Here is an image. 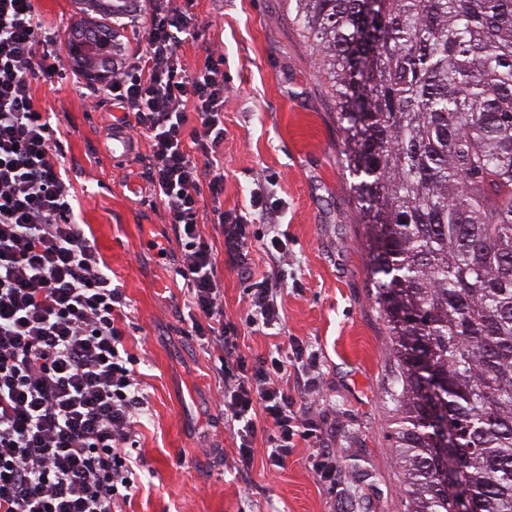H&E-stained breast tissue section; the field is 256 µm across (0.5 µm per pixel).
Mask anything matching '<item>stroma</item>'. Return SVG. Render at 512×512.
Here are the masks:
<instances>
[{"label": "stroma", "mask_w": 512, "mask_h": 512, "mask_svg": "<svg viewBox=\"0 0 512 512\" xmlns=\"http://www.w3.org/2000/svg\"><path fill=\"white\" fill-rule=\"evenodd\" d=\"M63 61L36 75V109L54 130L73 211L104 260L127 308L116 325L134 355L149 411L130 448L137 490L123 512H400L402 470L392 448L395 413L384 394L393 366L387 325L371 300L369 259L351 179L336 163L343 134L288 0H192L179 54L196 73L210 48L224 51V140L219 190L202 184L197 221L213 248L225 320L241 353L253 358L302 341L318 358L307 399L314 436L300 440L282 467L263 439L252 462L237 460L236 435L220 406L217 353L196 336L178 274L182 249L151 194V142L129 155L103 147L112 101L85 107L92 84L64 55L73 24L99 21L79 0H35ZM261 190L288 240L280 281L281 319L260 330L242 319L247 283L228 267L217 211L248 208ZM327 450L341 472L319 481L309 464Z\"/></svg>", "instance_id": "1"}]
</instances>
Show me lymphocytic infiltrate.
<instances>
[{
  "label": "lymphocytic infiltrate",
  "mask_w": 512,
  "mask_h": 512,
  "mask_svg": "<svg viewBox=\"0 0 512 512\" xmlns=\"http://www.w3.org/2000/svg\"><path fill=\"white\" fill-rule=\"evenodd\" d=\"M148 4L144 51L117 61L96 95L116 100L150 135L148 182L182 247L192 328L221 351V403L238 460L250 465L260 434L278 466L316 430L286 388L292 376L312 386L316 355L295 341L288 353L247 358L224 320L212 248L197 222L201 184L221 182L210 159L224 139V55L210 51L187 74L178 53L186 14L174 0ZM53 42L33 0H0V512H117L136 489L128 450L148 402L115 324L125 296L71 220V187L33 102L32 78L55 70ZM190 109L200 126L188 139ZM218 221L228 260L251 283L246 324H277L280 290L255 276L250 220L235 211Z\"/></svg>",
  "instance_id": "obj_1"
}]
</instances>
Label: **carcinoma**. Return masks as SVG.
<instances>
[{"mask_svg": "<svg viewBox=\"0 0 512 512\" xmlns=\"http://www.w3.org/2000/svg\"><path fill=\"white\" fill-rule=\"evenodd\" d=\"M388 329L401 512H512V0H288Z\"/></svg>", "mask_w": 512, "mask_h": 512, "instance_id": "carcinoma-1", "label": "carcinoma"}]
</instances>
